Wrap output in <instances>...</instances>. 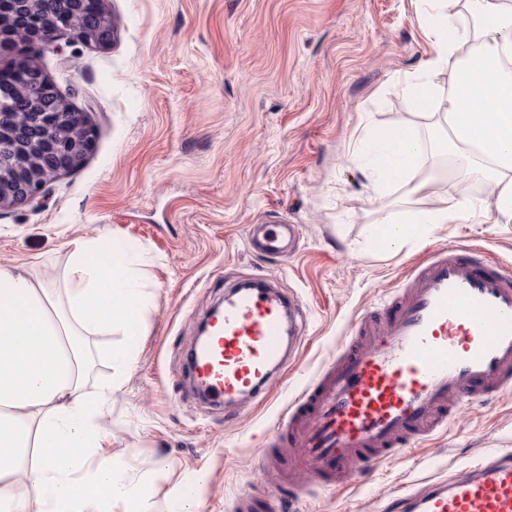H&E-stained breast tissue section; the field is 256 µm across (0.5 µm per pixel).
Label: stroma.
Returning <instances> with one entry per match:
<instances>
[{"label": "stroma", "instance_id": "35a3bbf8", "mask_svg": "<svg viewBox=\"0 0 512 512\" xmlns=\"http://www.w3.org/2000/svg\"><path fill=\"white\" fill-rule=\"evenodd\" d=\"M114 38L96 49L67 38L41 64L61 95L89 113L92 152L43 198L0 210V266L60 281L65 244L98 233L140 253L151 294L132 339L134 363L113 392L103 452L149 486L148 512H174L198 473L200 512H233L258 492L272 512H384L427 479L486 455L512 454V393L462 404L448 428L344 487L311 486L282 457L266 481L259 450L279 414L349 339L365 310L403 288L412 263L448 246L512 260V220L493 222L494 185L427 159L438 195L478 210L396 252L366 244L395 189L376 196L352 153L370 127L426 123L400 86L432 52L418 0H104ZM299 227L295 255L250 247L274 213ZM265 277L300 303L298 352L265 400L233 416L198 399L187 352L225 292Z\"/></svg>", "mask_w": 512, "mask_h": 512}]
</instances>
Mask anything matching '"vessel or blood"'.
Segmentation results:
<instances>
[{"mask_svg": "<svg viewBox=\"0 0 512 512\" xmlns=\"http://www.w3.org/2000/svg\"><path fill=\"white\" fill-rule=\"evenodd\" d=\"M295 225H259L264 253L285 255ZM295 301L270 287L233 288L190 364L197 393L232 407L262 398L288 362ZM335 360L282 413L267 445L296 451L301 469L343 484L361 467L414 450L455 409L512 391V264L479 247L432 251L406 287L363 314ZM392 512H512V455L485 456L464 473L390 502Z\"/></svg>", "mask_w": 512, "mask_h": 512, "instance_id": "vessel-or-blood-1", "label": "vessel or blood"}]
</instances>
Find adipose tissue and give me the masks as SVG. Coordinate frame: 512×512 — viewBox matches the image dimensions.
Wrapping results in <instances>:
<instances>
[{
    "instance_id": "obj_1",
    "label": "adipose tissue",
    "mask_w": 512,
    "mask_h": 512,
    "mask_svg": "<svg viewBox=\"0 0 512 512\" xmlns=\"http://www.w3.org/2000/svg\"><path fill=\"white\" fill-rule=\"evenodd\" d=\"M424 28L433 51L403 91L424 112L445 100L442 120L427 134L401 124L372 130L356 148L377 194L403 191V207L382 211L370 227V244L395 252L437 224L456 221L461 203L433 195L435 178L423 170L428 156H451L461 174L496 185L495 211L512 217V5L467 0L482 20L478 43L459 58L461 39L448 0H425ZM453 75L447 89L435 81ZM60 284L48 285L16 267H0V512H143L145 487L127 475L122 457L103 456V421L113 391L134 361V347L110 348L112 378L95 390L84 380L92 362L90 339L132 337L143 324L149 296L137 253L110 247L105 235L67 242ZM36 488L34 498L15 491L17 475Z\"/></svg>"
}]
</instances>
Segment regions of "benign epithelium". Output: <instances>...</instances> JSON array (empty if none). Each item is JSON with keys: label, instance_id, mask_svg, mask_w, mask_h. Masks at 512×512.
Returning a JSON list of instances; mask_svg holds the SVG:
<instances>
[{"label": "benign epithelium", "instance_id": "7a95c632", "mask_svg": "<svg viewBox=\"0 0 512 512\" xmlns=\"http://www.w3.org/2000/svg\"><path fill=\"white\" fill-rule=\"evenodd\" d=\"M73 20V16L66 14L53 29L45 31L38 22L37 15H31L27 36L18 46L15 61L36 58L43 48L54 45L64 36L98 49H104L111 44L114 34L112 27L101 26L93 31H86L75 28ZM30 91L40 94L48 102L49 111L43 114V135L31 137L25 128L17 129L16 136L28 155L30 171L22 182H16L0 171V210L34 202L53 179L79 169L93 147L95 131L87 116L84 117V131L63 135L57 133L55 116L71 111L70 103L63 98L50 76L37 63L31 72ZM50 150L57 155V161L51 170L43 163L44 156Z\"/></svg>", "mask_w": 512, "mask_h": 512}]
</instances>
